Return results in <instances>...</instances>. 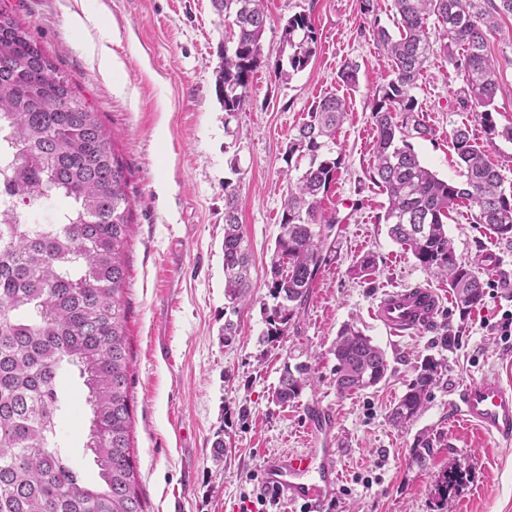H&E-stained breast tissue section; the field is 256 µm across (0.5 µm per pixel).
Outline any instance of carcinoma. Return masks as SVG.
<instances>
[{
    "mask_svg": "<svg viewBox=\"0 0 512 512\" xmlns=\"http://www.w3.org/2000/svg\"><path fill=\"white\" fill-rule=\"evenodd\" d=\"M233 28L224 41L219 92L224 124L249 105L250 77L263 62L265 0H212ZM398 34L374 25L389 66L373 93L376 140L369 178L387 195L382 216L389 237L434 276L446 279L462 312L479 307L485 283L462 262L448 237L455 207L477 208L474 221L512 242V186L489 162L485 146L466 126L452 143L465 181L440 179L414 152L407 137L432 129L420 118L412 89L423 76L434 44L463 74L458 104L471 110L488 135L498 130L499 88L487 36L494 17L512 15V0H394ZM438 26L430 42L429 21ZM286 80L315 56L317 33L305 14L282 27ZM342 101L323 97L288 143V158L308 157L289 183L270 259L272 306L260 342L272 344L305 308L313 283L333 251L336 215L324 197L342 165L333 155ZM7 132L18 221L0 223V512H146L131 445V359L127 344L126 252L132 201L126 167L112 131L78 94L16 14L0 8V133ZM238 187L224 182V296L230 312L250 299L249 247L241 231ZM58 204L56 224H28L36 207ZM339 394L376 386L388 371L384 351L355 324L343 325L334 345ZM438 362L428 359L390 412L397 427L413 422L436 384ZM78 376L91 411L87 449L97 473L87 479L60 433L64 383ZM310 381L308 367H285L276 391L287 404ZM463 480L450 471L436 485L443 508Z\"/></svg>",
    "mask_w": 512,
    "mask_h": 512,
    "instance_id": "carcinoma-1",
    "label": "carcinoma"
}]
</instances>
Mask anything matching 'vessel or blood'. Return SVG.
<instances>
[{
    "label": "vessel or blood",
    "mask_w": 512,
    "mask_h": 512,
    "mask_svg": "<svg viewBox=\"0 0 512 512\" xmlns=\"http://www.w3.org/2000/svg\"><path fill=\"white\" fill-rule=\"evenodd\" d=\"M441 307L437 291L418 286L383 294L373 316L401 337L433 324ZM450 409L455 418L478 428L498 446H512V386L500 378H481L454 390ZM305 425L308 447L288 453L281 463L267 465L262 481L278 495L302 503L308 512H321L337 478L335 417L314 405L305 413Z\"/></svg>",
    "instance_id": "1"
}]
</instances>
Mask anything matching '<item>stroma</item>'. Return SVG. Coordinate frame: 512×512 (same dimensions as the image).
<instances>
[{
    "label": "stroma",
    "mask_w": 512,
    "mask_h": 512,
    "mask_svg": "<svg viewBox=\"0 0 512 512\" xmlns=\"http://www.w3.org/2000/svg\"><path fill=\"white\" fill-rule=\"evenodd\" d=\"M39 42L81 97L114 133L132 200L128 266L127 341L132 359L131 444L146 512H305L276 497L256 498L264 466L304 448V414L317 405L334 413L340 450L334 494L322 512H441L436 484L448 470L464 478L450 497L451 512H512V450L494 446L456 421L448 393L482 376L512 377V340L491 330L512 311V244L454 210L448 236L458 258L485 280L481 306L460 312L445 280L428 273L392 241L379 217L386 197L368 177L376 129L375 87L388 67L373 21L393 28L394 0H377L378 15L359 0H267L264 64L250 79V104L229 135L217 92L219 47L230 29L211 0H0ZM309 16L318 50L288 81L274 71L287 53L282 27ZM112 51L104 67L99 50ZM498 66L499 126L512 125V16L488 37ZM359 66L356 86L339 78L344 63ZM463 78L442 54L430 57L413 90L431 136L410 137L419 159L441 179L458 183L454 127L483 129L458 104ZM333 94L346 109L336 133L341 173L323 202L338 218L331 259L307 305L274 345L267 328L270 257L289 165L288 142L320 98ZM237 168H230V159ZM238 186V212L252 257L253 301L239 306L233 344L224 329V183ZM376 259L370 275L355 267ZM417 284L436 289L442 311L428 329L395 337L372 310L384 291ZM355 323L385 351L386 377L375 387L339 395L334 385L336 337ZM440 364L437 381L407 427L389 419L426 359ZM309 366L311 382L295 402L274 394L285 366ZM429 438L431 451L415 450ZM223 440L224 455L213 458Z\"/></svg>",
    "instance_id": "1"
}]
</instances>
